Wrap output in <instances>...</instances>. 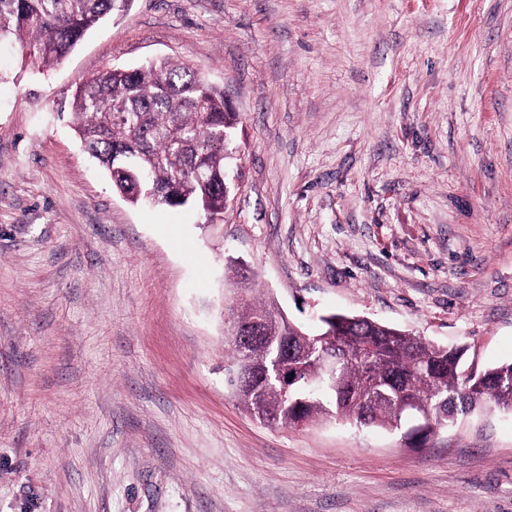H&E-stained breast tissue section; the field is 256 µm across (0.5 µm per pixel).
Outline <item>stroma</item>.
I'll return each instance as SVG.
<instances>
[{"instance_id":"obj_1","label":"stroma","mask_w":512,"mask_h":512,"mask_svg":"<svg viewBox=\"0 0 512 512\" xmlns=\"http://www.w3.org/2000/svg\"><path fill=\"white\" fill-rule=\"evenodd\" d=\"M187 64L242 117L221 223L141 208L73 129L113 65ZM512 360V0H134L43 69L0 46V512H512V410L427 445L251 418L235 285Z\"/></svg>"}]
</instances>
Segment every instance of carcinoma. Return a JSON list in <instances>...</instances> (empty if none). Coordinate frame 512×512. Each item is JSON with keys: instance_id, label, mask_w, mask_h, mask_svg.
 Segmentation results:
<instances>
[{"instance_id": "carcinoma-1", "label": "carcinoma", "mask_w": 512, "mask_h": 512, "mask_svg": "<svg viewBox=\"0 0 512 512\" xmlns=\"http://www.w3.org/2000/svg\"><path fill=\"white\" fill-rule=\"evenodd\" d=\"M120 8V0H0V44L14 42L43 67L59 63L85 35ZM75 130L84 149L134 204L226 208L224 178L229 158L220 140L236 146L240 113L224 92L183 64L164 59L138 68L109 67L73 95ZM137 155L145 183L112 171L115 152ZM264 320L271 336H286L313 361L329 338L337 341L336 371L317 391L303 381L288 394L258 378L241 385V355L231 340L225 382L245 410L295 428L320 417H345L389 432L404 431L416 447L454 423L460 414L512 408L499 386L512 380V361L480 373L463 369L466 347L448 349L361 316L331 313L312 333L295 334L273 305L253 289L233 304V325ZM422 426L408 432L404 405Z\"/></svg>"}]
</instances>
